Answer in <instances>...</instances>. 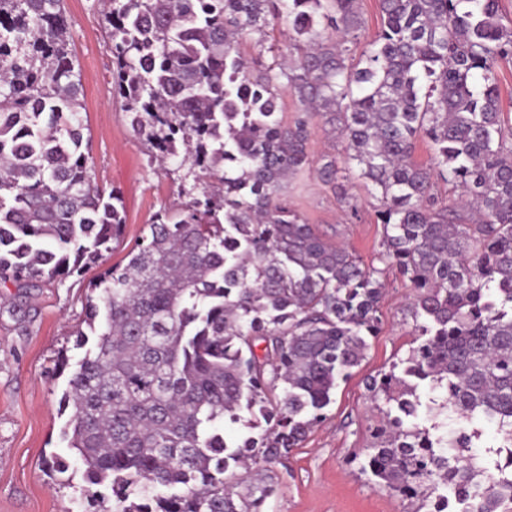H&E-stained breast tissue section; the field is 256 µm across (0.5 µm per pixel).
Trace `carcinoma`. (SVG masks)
Here are the masks:
<instances>
[{
    "instance_id": "cac0c4a2",
    "label": "carcinoma",
    "mask_w": 512,
    "mask_h": 512,
    "mask_svg": "<svg viewBox=\"0 0 512 512\" xmlns=\"http://www.w3.org/2000/svg\"><path fill=\"white\" fill-rule=\"evenodd\" d=\"M379 3L354 61L358 0H102L114 94L158 155L184 152L193 183L186 208L90 283L96 339L63 397L84 512H102L99 486L112 512H265L277 494L276 466L363 361L385 291L384 269L288 206L308 169L353 217L344 171L372 187L378 261L411 288L418 345L402 375L367 383L398 411L369 470L403 496L448 484L477 490L470 512H512V478L479 480L465 427H405L428 381L445 389L436 414L480 415L512 447V130L497 77L512 24L499 0ZM282 24L288 60L239 52ZM81 88L62 0H0V280L19 288L97 263L125 222L82 151ZM316 117L341 158H310ZM420 139L429 166L414 161ZM438 179L457 198L439 200ZM228 421L248 434L228 441Z\"/></svg>"
}]
</instances>
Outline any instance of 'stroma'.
I'll list each match as a JSON object with an SVG mask.
<instances>
[{"mask_svg": "<svg viewBox=\"0 0 512 512\" xmlns=\"http://www.w3.org/2000/svg\"><path fill=\"white\" fill-rule=\"evenodd\" d=\"M64 6L83 88L88 165L97 183L119 196L125 224L119 241L81 274L27 297L13 283H0V305L25 299L32 307L22 327L0 315V512H81L84 467L62 440L69 412L61 399L70 365L84 355L76 339L84 327L89 284L104 269L127 263L128 252L148 235L157 213L184 202L180 159L150 161L148 145L133 135L114 94L112 44L98 0H65ZM349 187L360 200L355 219L309 172L291 180L288 202L305 223L371 264L383 237L377 202L357 177H350ZM385 278L381 330L368 337L365 359L339 384L324 419L277 466L280 486L268 512H420L421 499L382 490L363 469L374 431L388 410L385 401L371 399L366 381L407 358L415 341L413 322L404 316L409 290L396 270H387ZM63 356L69 362L64 370L58 366ZM55 454L67 457L65 472L46 466Z\"/></svg>", "mask_w": 512, "mask_h": 512, "instance_id": "1", "label": "stroma"}]
</instances>
